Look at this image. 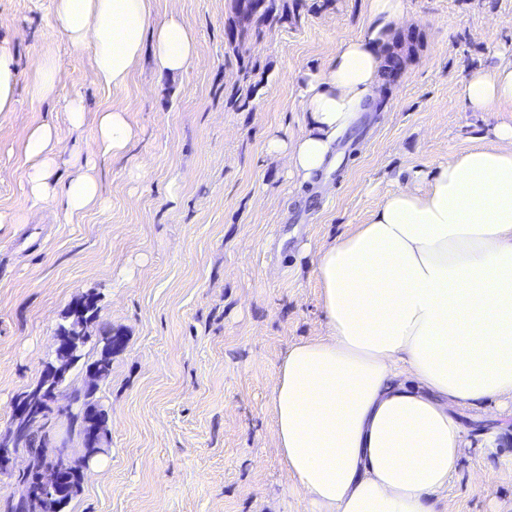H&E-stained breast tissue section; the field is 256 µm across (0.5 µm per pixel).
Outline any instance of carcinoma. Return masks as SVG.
Instances as JSON below:
<instances>
[{"mask_svg": "<svg viewBox=\"0 0 512 512\" xmlns=\"http://www.w3.org/2000/svg\"><path fill=\"white\" fill-rule=\"evenodd\" d=\"M248 15H243L237 6H232V20L225 32L228 48L240 62L239 77L234 93L230 94L227 104L234 107L246 103L251 91V76L256 64L250 60V43L259 40L264 35V27L274 20L281 18L279 0H244ZM81 316L73 317L71 321L58 329L59 345H64L72 339L71 331L81 332L79 346L82 352L79 358H84L88 336L84 332V324L98 312V303L93 299L81 301L78 305ZM96 345L100 347L98 357L88 365L89 372L98 380L108 378L112 373V349L114 337L112 331L104 330L96 337ZM73 362L65 368L43 377L40 382L20 400V404L28 407L26 414L15 416L11 425L0 433V449L4 458L0 460V468L9 464L10 456L23 452L28 457V466L18 474L17 480L22 483L25 491L17 500L6 503L4 512H64V507L77 492L83 477V463L96 452L87 444L88 431L99 423V398L95 392L87 390L83 393L74 391L71 397L76 403L75 410L62 409L70 433L76 435L81 442L83 455L74 457L70 453H61V449L51 448L50 425L57 417L51 407L55 391L63 386L71 372L77 367ZM59 466L72 476V481L63 487H41L37 479L43 468Z\"/></svg>", "mask_w": 512, "mask_h": 512, "instance_id": "obj_1", "label": "carcinoma"}]
</instances>
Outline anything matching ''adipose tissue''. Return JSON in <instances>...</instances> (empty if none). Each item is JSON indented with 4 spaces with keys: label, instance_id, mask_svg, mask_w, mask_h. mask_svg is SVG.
<instances>
[{
    "label": "adipose tissue",
    "instance_id": "1",
    "mask_svg": "<svg viewBox=\"0 0 512 512\" xmlns=\"http://www.w3.org/2000/svg\"><path fill=\"white\" fill-rule=\"evenodd\" d=\"M151 0H54V23L90 52L97 82L127 84L151 48L158 75L185 71L196 36L178 17L151 23ZM402 0H368L362 34L341 41L303 91L295 138L266 151L308 181L332 164L339 138L380 89ZM468 106L512 103V60L473 72ZM73 130L94 128L65 154L54 125L22 142L32 208L58 200L67 220L103 205L98 165L123 155L136 132L124 108L88 119L81 96L65 107ZM73 173L59 180L57 170ZM324 337L291 345L273 389L275 440L315 512H441L440 493L465 450L464 407L512 398V124L490 143L440 164L426 189L392 192L366 223L316 253Z\"/></svg>",
    "mask_w": 512,
    "mask_h": 512
}]
</instances>
